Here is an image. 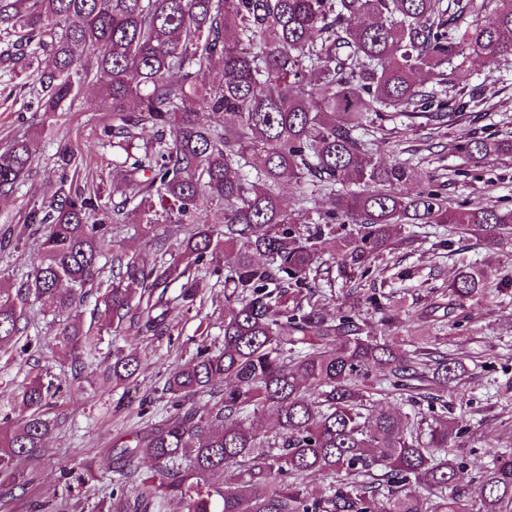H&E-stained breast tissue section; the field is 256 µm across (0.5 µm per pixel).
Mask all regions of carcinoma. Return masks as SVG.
<instances>
[{"label":"carcinoma","mask_w":512,"mask_h":512,"mask_svg":"<svg viewBox=\"0 0 512 512\" xmlns=\"http://www.w3.org/2000/svg\"><path fill=\"white\" fill-rule=\"evenodd\" d=\"M12 39L30 46L13 60L40 110L62 111L86 80L99 84L92 110L112 113L103 133L126 158L91 194L65 176L33 202L27 226L44 227L45 237L26 287L0 278V352L23 335L28 296L46 312L82 305L101 272L108 223L147 234L183 224L179 246L197 265L224 269L223 347H202L169 373L173 412L116 455L121 477L134 478L146 459L153 475L133 497L118 486L106 512H155L165 499L182 512H512V449L488 446L475 491L459 485L455 449L466 429L444 397L462 383L465 357L430 336L400 351L354 309L329 317L318 304L319 282L334 274L322 260L329 242L342 268L364 276L410 224H450L492 245L512 235V210L451 202L431 183L403 194L409 163H382L359 134L397 116L412 132L448 126V101L417 76L441 85L455 61L512 56V0H0V41ZM146 128L155 137L143 144ZM37 148L28 137L0 152V193L29 175ZM459 152L480 164L512 154V138L474 132ZM56 155L79 176L71 146ZM284 176L331 199L319 222L281 204ZM106 195L120 202H102ZM203 206L222 220H194ZM156 250L112 254L100 300L108 323L158 336L172 304L196 301L203 277L166 259L162 241ZM493 278L483 267L459 270L432 292L426 314L441 310L448 325L461 324L466 303L486 298ZM386 300L366 297L398 315L402 300ZM55 341L83 367L99 338L73 320ZM139 368V356L117 350L106 381L127 387ZM378 380L403 392L412 411L368 413ZM50 390L39 378L24 386L25 415L0 432L1 495L33 481L17 461L47 451ZM199 394L209 395L208 409L188 405ZM264 410L276 420L261 436L246 418ZM313 474L330 482L312 487Z\"/></svg>","instance_id":"obj_1"}]
</instances>
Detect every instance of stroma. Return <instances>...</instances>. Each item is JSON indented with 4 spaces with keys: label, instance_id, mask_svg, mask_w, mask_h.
Masks as SVG:
<instances>
[{
    "label": "stroma",
    "instance_id": "1",
    "mask_svg": "<svg viewBox=\"0 0 512 512\" xmlns=\"http://www.w3.org/2000/svg\"><path fill=\"white\" fill-rule=\"evenodd\" d=\"M425 85L445 98L458 94L474 98L475 104L444 132L414 133L407 118L394 119L386 125L389 145L377 151V158L386 163L411 162L412 176L401 186L406 194L416 193L428 180L444 186L451 199L512 209V157L493 156L476 166L456 149L459 138L473 132L492 138L512 136V56L495 61L472 56L449 66L447 84L439 86L429 79ZM96 95V86L88 82L71 107L37 111L23 78L0 58V151L22 137L33 136L39 142L30 175L13 193L0 196V276L8 278L13 288L22 287L42 248V231L25 230L24 224L30 203L43 198L60 180L58 147L70 143L81 151L85 164L79 185L89 188L112 175V148L101 134L112 115L88 111ZM468 265L492 268L512 285V239L492 248L471 234L437 226L415 235L406 232L365 278L349 281L337 276L331 295L320 303L330 315L337 308L357 305L378 325L382 315L363 304V295L376 290L404 295L408 311L386 327V334L404 349L414 337L435 336L442 349L468 355V378L459 388L449 389L448 397L468 430L458 454L469 477L486 462L488 445L512 448V288L473 304L468 320L455 329L447 321L419 316L425 305L420 290L446 287L458 269ZM351 286L356 295L348 294ZM98 304L93 295L79 309L83 329L101 338L94 374L76 376L63 350L52 341L63 316L45 314L34 299L26 305L28 343L0 354V419L21 417L15 396L34 376L61 386L48 410L53 428L45 455L36 463L20 462L22 469L33 471L37 489L0 497V512H96L97 502L109 497L113 448L146 435L170 411L169 396L163 391L167 374L188 362L197 347L217 349L224 343V283L213 276L192 309L170 311V332L164 336L143 337L125 326L106 325ZM118 347L141 358L137 379L126 391L133 397L129 403L122 400L125 391L102 380ZM65 468L70 471L66 479L61 476Z\"/></svg>",
    "mask_w": 512,
    "mask_h": 512
}]
</instances>
